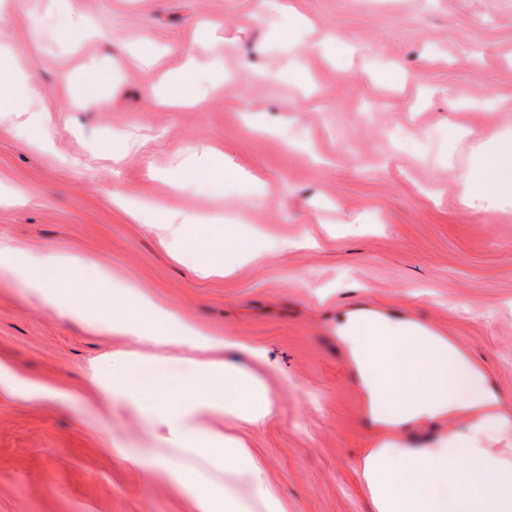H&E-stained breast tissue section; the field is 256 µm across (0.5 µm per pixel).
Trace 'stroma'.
<instances>
[{
  "mask_svg": "<svg viewBox=\"0 0 512 512\" xmlns=\"http://www.w3.org/2000/svg\"><path fill=\"white\" fill-rule=\"evenodd\" d=\"M0 44L33 87L0 112V187L25 198L0 204V243L87 256L265 348L272 416L224 429L285 512H373L355 465L374 432L336 334L355 309L433 325L512 419V194L490 208L461 182L512 136V0H279L260 18L253 0H0ZM189 60L183 102L150 104ZM91 92L103 105L79 109ZM214 151L224 170L194 169ZM157 205L271 244L201 276L160 243ZM54 285L95 321L0 269V512H197L157 463L124 465L161 434L91 382L141 348L113 336L116 300L88 273Z\"/></svg>",
  "mask_w": 512,
  "mask_h": 512,
  "instance_id": "1",
  "label": "stroma"
}]
</instances>
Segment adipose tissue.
Instances as JSON below:
<instances>
[{"label":"adipose tissue","mask_w":512,"mask_h":512,"mask_svg":"<svg viewBox=\"0 0 512 512\" xmlns=\"http://www.w3.org/2000/svg\"><path fill=\"white\" fill-rule=\"evenodd\" d=\"M469 178L479 200L495 188L512 191V141L485 157ZM163 221L166 238L177 242L180 252L222 253V261L202 264L210 275L246 264L264 248L262 242L232 233L202 238L190 219L172 212ZM86 265L83 256L59 249L21 264L9 248L0 246V267L14 271L34 294L50 302L55 296L49 271L66 267L79 275ZM94 274L124 300L122 312L112 320L113 334L144 345L140 351L114 353L112 372L99 385L107 398L132 406L164 434V447L149 449L144 456L125 455V462L140 466L152 457L194 497L199 512H283L244 443L215 424L224 416L251 423L271 416L273 403L255 372L268 365L266 350L181 320L140 289L113 283L105 266H96ZM340 331L368 394L395 422L432 423L493 401L482 374L436 335L420 334L400 322L361 326L350 319ZM164 348L186 349L191 356L171 371L133 372V365L161 362ZM226 352L251 362V369L220 361ZM506 423L497 414L484 416L424 448H409L387 436L366 449L356 471L374 512H512V457L486 445L489 434Z\"/></svg>","instance_id":"obj_1"}]
</instances>
